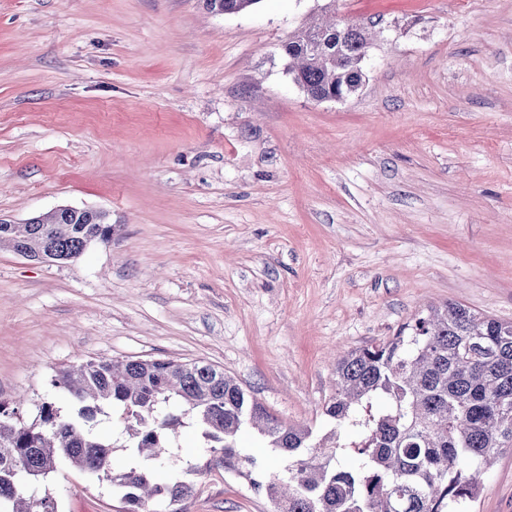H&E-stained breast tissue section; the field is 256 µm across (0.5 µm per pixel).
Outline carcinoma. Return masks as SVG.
Wrapping results in <instances>:
<instances>
[{
    "label": "carcinoma",
    "instance_id": "1",
    "mask_svg": "<svg viewBox=\"0 0 512 512\" xmlns=\"http://www.w3.org/2000/svg\"><path fill=\"white\" fill-rule=\"evenodd\" d=\"M210 12L235 14L260 0H202ZM343 22L297 29L281 45L286 72L311 100L347 98L362 86L361 53L371 32ZM89 240H112L102 210L63 208L49 223L0 224V246L16 254L74 261ZM336 392L323 406L335 430L311 442L307 427L274 417L224 369L202 361L88 360L56 371L53 385L72 404L60 415L39 404V421L26 423L19 407L0 402V512H57L54 499L19 485L41 482L66 461L109 482L125 512H171L192 498V476L214 469L250 480L275 512H463L482 489V473L503 448L512 447V322L480 316L446 303L419 313L392 337L336 356ZM124 422V448L132 465L116 469L113 443L95 432L104 417ZM189 417L209 457L186 464L164 480L171 435ZM248 428L281 458L284 472L238 446ZM359 440L340 443L338 429ZM357 457L342 464L346 449Z\"/></svg>",
    "mask_w": 512,
    "mask_h": 512
}]
</instances>
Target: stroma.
Here are the masks:
<instances>
[{"mask_svg":"<svg viewBox=\"0 0 512 512\" xmlns=\"http://www.w3.org/2000/svg\"><path fill=\"white\" fill-rule=\"evenodd\" d=\"M327 0H0V217L109 213L57 265L0 249V401L62 413L56 369L206 361L283 422L332 428L333 356L430 305L512 321V0H336L365 82L309 99L281 45ZM183 512H273L231 472ZM58 512H121L60 464ZM468 512H512V449ZM261 0H202L210 12L235 14L254 8Z\"/></svg>","mask_w":512,"mask_h":512,"instance_id":"stroma-1","label":"stroma"}]
</instances>
